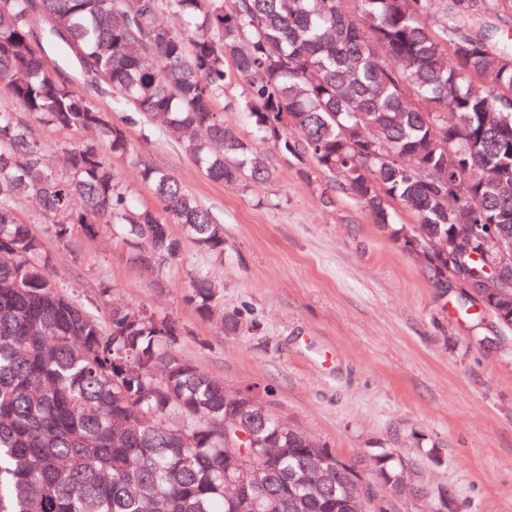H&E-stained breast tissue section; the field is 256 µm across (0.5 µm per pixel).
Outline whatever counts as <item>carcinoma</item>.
I'll use <instances>...</instances> for the list:
<instances>
[{
    "mask_svg": "<svg viewBox=\"0 0 512 512\" xmlns=\"http://www.w3.org/2000/svg\"><path fill=\"white\" fill-rule=\"evenodd\" d=\"M0 0V85L53 130H91L49 166L30 123L0 108V512H360L357 473L254 395L174 352L186 329L134 306L102 318L52 273L19 205L53 235L106 229L161 276L186 243L224 254V225L163 167L141 159L107 96L177 145L209 179L267 181L264 154L224 126L242 90L257 141L336 181L440 286L459 224L512 245V45L472 22L470 0ZM176 17L179 28L160 15ZM136 169L159 206L112 168ZM456 208L445 189L466 180ZM415 217L399 222L394 205ZM183 234L172 232L171 225ZM203 318L221 285L190 271ZM278 457L232 498L224 431ZM378 474L411 480L390 454Z\"/></svg>",
    "mask_w": 512,
    "mask_h": 512,
    "instance_id": "1",
    "label": "carcinoma"
}]
</instances>
